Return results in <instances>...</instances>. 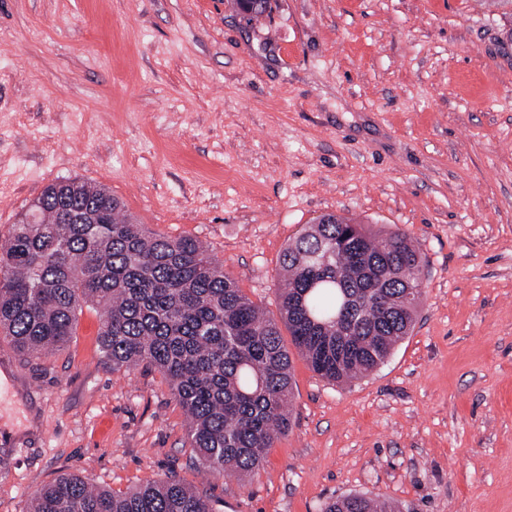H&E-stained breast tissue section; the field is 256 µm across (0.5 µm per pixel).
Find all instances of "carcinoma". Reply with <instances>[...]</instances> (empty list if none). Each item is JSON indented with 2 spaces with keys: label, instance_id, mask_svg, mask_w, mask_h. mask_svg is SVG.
Instances as JSON below:
<instances>
[{
  "label": "carcinoma",
  "instance_id": "1",
  "mask_svg": "<svg viewBox=\"0 0 512 512\" xmlns=\"http://www.w3.org/2000/svg\"><path fill=\"white\" fill-rule=\"evenodd\" d=\"M271 0L242 15L260 22ZM421 254L399 228L383 236L336 214L307 224L280 257L278 315L264 312L204 246L148 233L103 187L47 186L0 246V335L39 356L74 335L84 304L102 313L112 371L162 372L190 420L189 447L214 472L248 474L290 428L292 354L344 384L382 365L413 328ZM31 512H213L179 480L114 495L73 475L39 489ZM324 512H399L391 501L338 497Z\"/></svg>",
  "mask_w": 512,
  "mask_h": 512
}]
</instances>
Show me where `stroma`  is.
I'll return each mask as SVG.
<instances>
[{
  "instance_id": "stroma-1",
  "label": "stroma",
  "mask_w": 512,
  "mask_h": 512,
  "mask_svg": "<svg viewBox=\"0 0 512 512\" xmlns=\"http://www.w3.org/2000/svg\"><path fill=\"white\" fill-rule=\"evenodd\" d=\"M68 178L203 241L270 313L325 213L408 233L423 299L352 383L294 357L291 429L243 479L198 464L160 371H113L96 308L48 355L0 338V512L65 475H173L215 512H512V2L272 0L252 28L233 0H0V242ZM391 501L378 496L357 494L338 497L329 502L324 512H399Z\"/></svg>"
}]
</instances>
